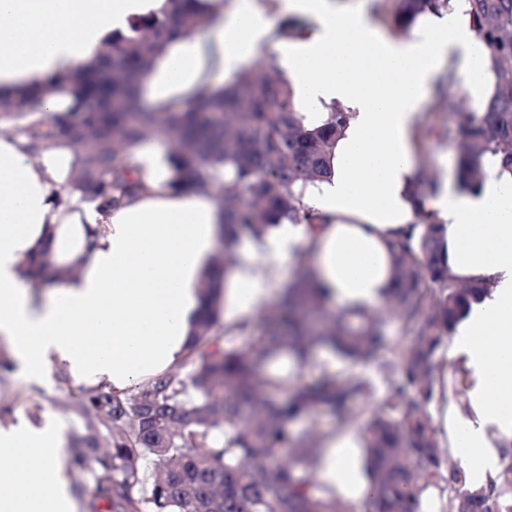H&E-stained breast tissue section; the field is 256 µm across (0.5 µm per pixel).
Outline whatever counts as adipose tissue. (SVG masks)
Listing matches in <instances>:
<instances>
[{
	"label": "adipose tissue",
	"mask_w": 512,
	"mask_h": 512,
	"mask_svg": "<svg viewBox=\"0 0 512 512\" xmlns=\"http://www.w3.org/2000/svg\"><path fill=\"white\" fill-rule=\"evenodd\" d=\"M210 23L176 39L145 74L142 96L156 111L190 107L217 89L258 48L290 83L306 126H322L330 105L351 114L331 172L305 190L322 224L272 225L237 251L224 282L225 322L271 301L287 262L314 271L330 302L365 312L396 286L393 244L416 229V134L434 81L455 60L463 89L481 98L484 48L465 0L418 21L409 37L389 36L369 0H211ZM166 0H0V97L40 89L38 115L54 122L72 98L51 75L93 63L105 38ZM304 20L295 36L269 15ZM21 121L0 119V336L19 374L34 381L54 364L72 379L125 390L181 362L202 311L201 288L220 276L214 263L224 213L218 194L172 188L170 152L146 140L128 150L145 192L118 208L72 187L76 155L66 141L31 154ZM447 176L424 202L444 223L448 271L492 287L448 338L469 384L471 416L443 406L437 433L471 488L500 464L493 442L512 440V175L486 156L480 194L463 191L453 155ZM45 256L64 282L44 285L32 267ZM365 434L328 435L316 477L355 503L368 495ZM58 421L0 427V512H75Z\"/></svg>",
	"instance_id": "obj_1"
}]
</instances>
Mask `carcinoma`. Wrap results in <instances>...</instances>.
I'll list each match as a JSON object with an SVG mask.
<instances>
[{
	"instance_id": "carcinoma-1",
	"label": "carcinoma",
	"mask_w": 512,
	"mask_h": 512,
	"mask_svg": "<svg viewBox=\"0 0 512 512\" xmlns=\"http://www.w3.org/2000/svg\"><path fill=\"white\" fill-rule=\"evenodd\" d=\"M469 24L485 53L480 109L470 97L448 103L456 130L453 148L461 189L480 193L483 159L498 158L512 174V0H466ZM450 0H396L393 28L406 34ZM209 0H167L159 14L130 20L127 34L105 40L92 65L59 77L74 105L50 127L30 124L31 148L61 138L77 153L75 187L114 207L146 189L128 163V148L166 127L176 132L171 185L204 191L224 174V247L214 264L233 272L242 235L260 238L273 224H319L302 187L324 179L336 140L349 120L340 105L318 128L304 124L290 85L277 68L247 69L216 90L202 89L189 110L158 112L141 97L140 81L176 37L204 26ZM418 165L414 198L434 193ZM419 232L395 243L400 288L372 314L332 311L308 278L288 288L281 304L262 317L276 330L246 346L251 318L224 325L215 307L219 289L202 288L207 311L175 368L134 390L82 388L77 396L83 430L73 436L74 465L84 476L79 495L108 512H357L356 505L323 487L316 469L326 435L316 423L292 431L288 423L313 418L325 407L338 427L358 417L357 396L372 395L366 379L341 385L325 371L313 384L274 368L283 358L305 362L319 349L353 360L375 355L394 321L407 343L382 366L387 391L366 427L367 474L372 489L365 512H420L422 495L435 491L444 512H512V441L501 442L497 477L471 489L441 446L429 415L434 400L470 410L464 374L439 353L488 282L448 273L447 239L435 213H416Z\"/></svg>"
}]
</instances>
